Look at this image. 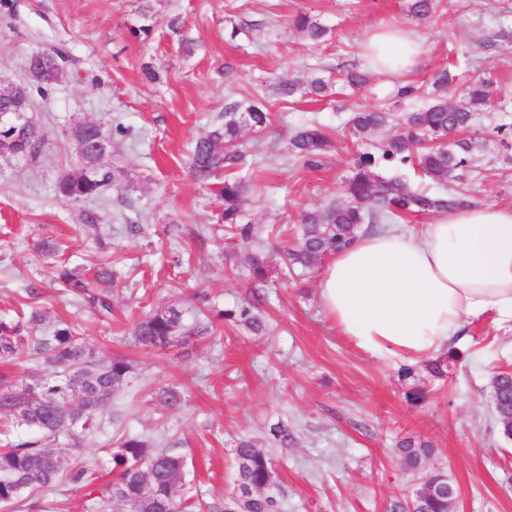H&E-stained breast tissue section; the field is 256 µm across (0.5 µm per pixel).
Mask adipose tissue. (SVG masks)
Masks as SVG:
<instances>
[{"mask_svg": "<svg viewBox=\"0 0 512 512\" xmlns=\"http://www.w3.org/2000/svg\"><path fill=\"white\" fill-rule=\"evenodd\" d=\"M409 31L374 37L366 57L381 71L408 69L420 52ZM320 299L341 332L372 357H439L464 325L487 315L512 326V207L440 214L410 234L392 224L337 253Z\"/></svg>", "mask_w": 512, "mask_h": 512, "instance_id": "adipose-tissue-1", "label": "adipose tissue"}]
</instances>
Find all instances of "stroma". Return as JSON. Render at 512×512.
I'll return each instance as SVG.
<instances>
[{
	"instance_id": "obj_1",
	"label": "stroma",
	"mask_w": 512,
	"mask_h": 512,
	"mask_svg": "<svg viewBox=\"0 0 512 512\" xmlns=\"http://www.w3.org/2000/svg\"><path fill=\"white\" fill-rule=\"evenodd\" d=\"M410 0H0V78L22 80L36 51L63 48L73 62L65 82L33 91V121L43 135L36 160L0 158V316L29 305L63 320L98 345L101 357L132 360L135 375L112 400V419L84 436L78 460L99 484L113 479L108 450L125 433L142 434L157 447H174L187 459L186 480L209 504L233 488L235 445L248 437L271 457L282 512H387L419 486L398 452L401 442L434 449L428 469L446 471L456 488L452 512H512V439L491 404L492 378L512 368V330L491 319L468 324L448 358V375L429 377L425 359L412 361L402 379L398 358L361 352L336 328L319 297L321 270L255 289L248 272L228 258L230 241L209 233L221 201L189 168L191 144L228 103L264 97L273 124L264 134H243L241 168L247 178L243 210L256 224L255 242L279 260L301 210L343 199L353 148L372 150L376 138L356 142L345 124L364 106L388 105L402 114L424 98L397 100L401 83H425L449 57L467 53L471 74L490 75L512 88V34L498 37L499 12L512 0H439L430 19L413 17ZM317 15L331 29L320 47L306 46L290 21ZM152 16L150 35L139 32ZM179 18L178 29L168 22ZM238 35H231L232 26ZM385 29L414 32L421 42L415 65L395 75L370 72L360 91L328 90L311 101L284 99L277 81L342 77L366 68L364 44ZM153 68L157 79L147 77ZM94 121L123 124L106 164L116 167L118 189L101 207L107 250L78 228L76 204L55 193L58 177L76 163L71 129ZM316 122L334 148L319 166L289 158L288 137ZM512 126L506 109L478 113L475 159L482 171L464 186L472 205L512 206V162L498 130ZM143 225L133 236L125 223ZM54 241L56 257L41 240ZM64 260L86 273L116 271L112 315H92L54 282ZM206 291L230 309L259 295L265 330L255 334L214 322L189 355L131 346L129 329L143 311L174 306L193 321L188 300ZM424 380V401L405 397ZM179 387L186 404L164 409L155 392ZM285 422L295 440L271 443L272 424Z\"/></svg>"
}]
</instances>
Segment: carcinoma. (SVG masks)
I'll return each instance as SVG.
<instances>
[{"label": "carcinoma", "instance_id": "1", "mask_svg": "<svg viewBox=\"0 0 512 512\" xmlns=\"http://www.w3.org/2000/svg\"><path fill=\"white\" fill-rule=\"evenodd\" d=\"M437 0H411L409 12L418 19L432 17ZM290 25L310 45L326 41L330 29L307 12L293 17ZM461 64L434 72L425 107L399 118V131L375 145L373 152L353 154L350 175L345 180L346 199L307 210L300 216V235L294 247L287 249V268L309 270L322 264L336 252L349 246L363 227L370 229L394 221L404 214H433L464 206L458 192H446L448 182H462L472 167L475 141L464 136L475 115L493 106L494 83L477 79L466 88L458 103L448 101V90L460 77ZM28 80L0 85V137L7 135L14 111L33 106L31 85L53 86L68 77V70L49 62L47 54L35 52L26 61ZM328 88L322 77L279 82L280 93L291 98L299 93L321 97ZM394 115L384 108L353 113L348 120L353 138L363 140L387 127ZM271 125V113L256 97L246 107L235 103L224 111V122H217L194 144L191 167L195 178L207 184L226 169L242 164L236 151L244 129L262 133ZM127 127L116 124L107 130L94 122L77 125L71 136L75 142L78 167L64 173L55 184L57 195L80 207L78 219L88 235L102 250L108 243L99 234L102 215L88 203L116 188L115 174L95 155L81 146L96 136L108 139L124 136ZM331 146V138L317 126H302L289 139L288 155L313 166L317 157ZM42 139L23 142L13 157L34 160L41 151ZM410 164L444 192L432 194L410 186L400 178L386 179L377 173L383 165ZM246 179L228 174L212 185L223 209L221 221L230 240L245 251L244 264L252 277L265 282L281 273L251 251L257 238L256 225L243 220V192ZM112 272L100 269L86 278L76 268L56 267L57 282L82 298L89 307L102 312L112 310L108 293L95 290V283L108 281ZM197 315L215 314L221 321L240 323L251 332H263L264 323L253 306L214 310L204 293L195 295ZM44 312L31 309L10 319L0 318V364L10 365L21 355L36 357L45 371L30 380L9 379L0 373V423L11 430V438L0 448V508L19 512L28 503L57 493L64 485L88 487L97 481L94 474L76 462L80 439L97 431L101 413L112 397L132 381L133 366L121 356L103 358L70 325L58 322L43 328ZM207 329L204 321H185L184 312L173 306H159L144 314L132 326L134 345L149 351L178 349L187 355L199 335ZM497 394L496 417L502 432L512 430V371L496 373L492 382ZM156 396L168 408H179L184 393L175 386L163 385ZM273 441L286 448L293 435L284 423L269 428ZM406 466L421 469L434 449L408 442L398 448ZM114 480L100 490L91 504V512H195L196 503L184 487L186 459L170 449H157L138 434H128L110 449ZM275 468L270 457L259 451L251 439H239L235 447V485L233 490L208 506L209 512H281L274 493ZM454 489L441 470L427 471L413 499L416 512H448V491Z\"/></svg>", "mask_w": 512, "mask_h": 512}]
</instances>
